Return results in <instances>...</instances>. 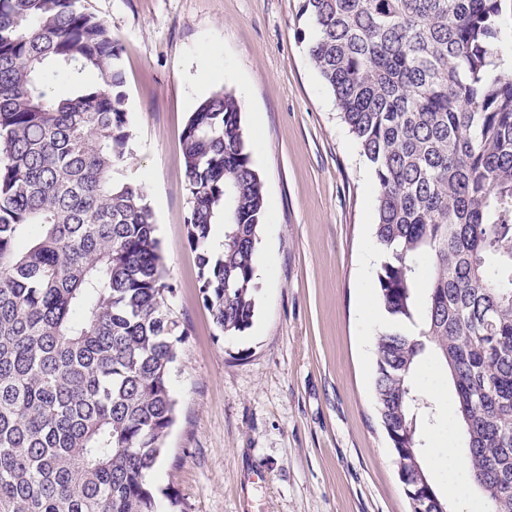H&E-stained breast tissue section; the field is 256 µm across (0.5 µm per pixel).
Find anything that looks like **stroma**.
Here are the masks:
<instances>
[{"label": "stroma", "instance_id": "35a3bbf8", "mask_svg": "<svg viewBox=\"0 0 512 512\" xmlns=\"http://www.w3.org/2000/svg\"><path fill=\"white\" fill-rule=\"evenodd\" d=\"M123 47L133 154L186 334L172 374L176 422L150 473L162 512H411L376 407L380 299L360 297L382 261L374 179L312 67L301 0H81ZM232 91L266 188L251 326L228 336L204 306L181 139L213 92ZM428 450L462 448L445 372Z\"/></svg>", "mask_w": 512, "mask_h": 512}]
</instances>
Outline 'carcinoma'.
<instances>
[{"label":"carcinoma","instance_id":"carcinoma-1","mask_svg":"<svg viewBox=\"0 0 512 512\" xmlns=\"http://www.w3.org/2000/svg\"><path fill=\"white\" fill-rule=\"evenodd\" d=\"M79 0H0V512H158L149 473L174 423L184 328L142 187L118 177L133 138L123 50ZM309 59L374 173L375 400L411 496L431 484L412 384L446 370L487 512H512V78L499 0H303ZM95 71L101 81L87 84ZM72 84L64 98L46 84ZM200 291L216 327L256 308L264 182L236 96L182 133ZM224 250L209 251L212 225Z\"/></svg>","mask_w":512,"mask_h":512}]
</instances>
